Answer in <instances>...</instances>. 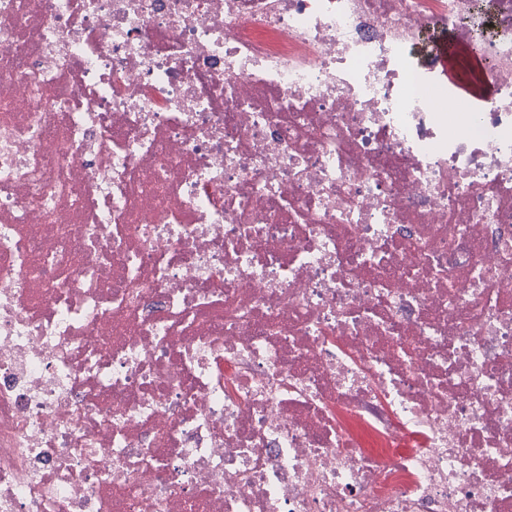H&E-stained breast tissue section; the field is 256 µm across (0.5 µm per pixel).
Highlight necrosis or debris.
I'll use <instances>...</instances> for the list:
<instances>
[{
	"mask_svg": "<svg viewBox=\"0 0 512 512\" xmlns=\"http://www.w3.org/2000/svg\"><path fill=\"white\" fill-rule=\"evenodd\" d=\"M0 512H512V0H0Z\"/></svg>",
	"mask_w": 512,
	"mask_h": 512,
	"instance_id": "obj_1",
	"label": "necrosis or debris"
}]
</instances>
